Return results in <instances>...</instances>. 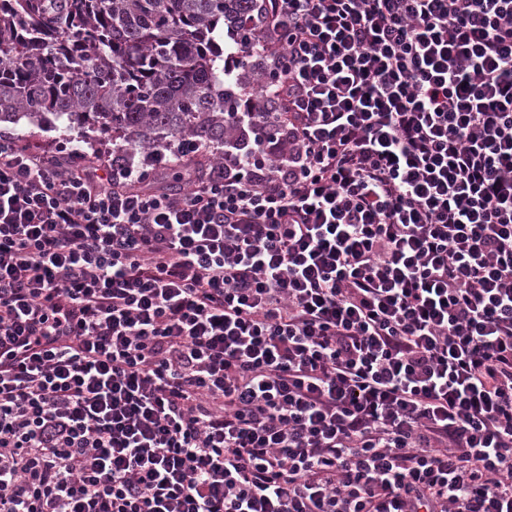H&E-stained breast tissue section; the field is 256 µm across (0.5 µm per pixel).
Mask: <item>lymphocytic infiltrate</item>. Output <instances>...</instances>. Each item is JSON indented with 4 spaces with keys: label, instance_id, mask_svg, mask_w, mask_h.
<instances>
[{
    "label": "lymphocytic infiltrate",
    "instance_id": "f902f5d3",
    "mask_svg": "<svg viewBox=\"0 0 512 512\" xmlns=\"http://www.w3.org/2000/svg\"><path fill=\"white\" fill-rule=\"evenodd\" d=\"M223 144L0 134V512H512V0H257Z\"/></svg>",
    "mask_w": 512,
    "mask_h": 512
}]
</instances>
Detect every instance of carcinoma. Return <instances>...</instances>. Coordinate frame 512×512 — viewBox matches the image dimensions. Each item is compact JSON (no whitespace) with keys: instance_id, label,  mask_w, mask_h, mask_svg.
I'll use <instances>...</instances> for the list:
<instances>
[{"instance_id":"cac0c4a2","label":"carcinoma","mask_w":512,"mask_h":512,"mask_svg":"<svg viewBox=\"0 0 512 512\" xmlns=\"http://www.w3.org/2000/svg\"><path fill=\"white\" fill-rule=\"evenodd\" d=\"M251 0H0V124L48 116L112 131L131 150L224 143V112L259 84L218 70L211 34L235 33Z\"/></svg>"}]
</instances>
